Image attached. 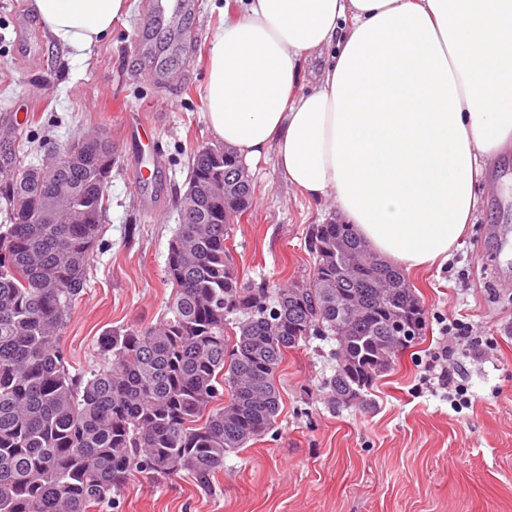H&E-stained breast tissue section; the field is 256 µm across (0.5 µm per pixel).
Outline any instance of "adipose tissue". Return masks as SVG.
Masks as SVG:
<instances>
[{
    "label": "adipose tissue",
    "mask_w": 512,
    "mask_h": 512,
    "mask_svg": "<svg viewBox=\"0 0 512 512\" xmlns=\"http://www.w3.org/2000/svg\"><path fill=\"white\" fill-rule=\"evenodd\" d=\"M76 55L130 0H33ZM207 57L211 134L245 161L274 152L286 182L330 203L372 251L442 267L478 184L512 149V0H240ZM330 50L317 84L300 63Z\"/></svg>",
    "instance_id": "obj_1"
}]
</instances>
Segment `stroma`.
<instances>
[{
  "instance_id": "stroma-1",
  "label": "stroma",
  "mask_w": 512,
  "mask_h": 512,
  "mask_svg": "<svg viewBox=\"0 0 512 512\" xmlns=\"http://www.w3.org/2000/svg\"><path fill=\"white\" fill-rule=\"evenodd\" d=\"M131 3L130 15L78 58L40 24L30 0H0V156L14 148L16 130L28 134L34 164L48 156L43 142L98 129L116 152L87 288L60 334L74 374L101 363L106 331L161 315L191 155L213 141L205 119L211 36L239 9L237 0H192L180 60L165 67L137 38L150 0ZM23 111L20 126L15 116ZM140 122L152 125L154 142L134 137ZM138 161L144 178L135 188ZM251 176L253 205L226 242L243 283L274 289L308 278L309 231L334 210L288 186L274 155ZM479 193L477 220L448 264L407 273L426 326L367 393L366 406L326 402L318 386L332 372L337 344L311 339L279 368L275 428L229 454L209 484L185 471L157 481L137 472L113 503L93 512H512V262L494 237L498 230L512 237V154L493 166ZM453 319L471 326L473 344L452 342L446 323ZM441 351L472 395L459 412L429 372Z\"/></svg>"
}]
</instances>
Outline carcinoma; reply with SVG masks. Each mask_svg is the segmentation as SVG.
<instances>
[{"mask_svg":"<svg viewBox=\"0 0 512 512\" xmlns=\"http://www.w3.org/2000/svg\"><path fill=\"white\" fill-rule=\"evenodd\" d=\"M106 144L104 132L78 139L70 161L44 177L20 154L5 157L0 512H88L136 471L184 470L207 484L227 454L273 430L288 350L334 337L336 364L322 391L333 406L364 407L425 328L424 303L403 271L336 220L310 230L307 279L273 292L245 286L225 242L252 206V179L234 151L207 145L188 182L206 192V212H180L164 312L104 337L106 358L90 375L71 373L59 334L87 288L107 216ZM50 205L56 218L34 223Z\"/></svg>","mask_w":512,"mask_h":512,"instance_id":"obj_1","label":"carcinoma"}]
</instances>
